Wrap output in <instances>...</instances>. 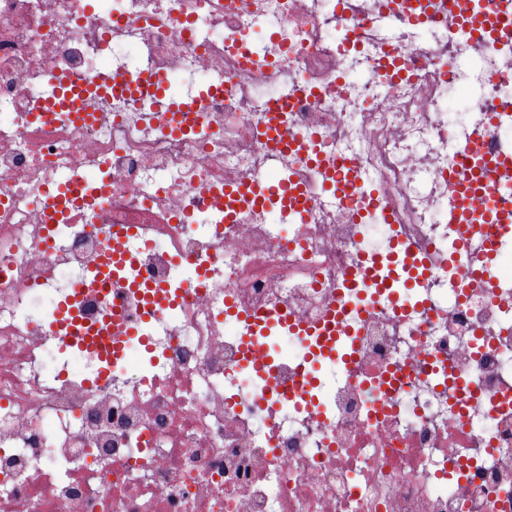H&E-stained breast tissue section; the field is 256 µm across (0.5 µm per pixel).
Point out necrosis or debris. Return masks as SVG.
Wrapping results in <instances>:
<instances>
[{
	"mask_svg": "<svg viewBox=\"0 0 512 512\" xmlns=\"http://www.w3.org/2000/svg\"><path fill=\"white\" fill-rule=\"evenodd\" d=\"M0 0V512H512V276L494 261L472 277L471 224L512 250V41H492L512 0ZM142 47L144 67L123 51ZM201 75L187 127L146 128L145 98H111L92 122L50 112L55 79L85 89L104 63ZM300 153L283 169L311 195L306 222L247 213L226 224L204 192L268 169L258 135L272 88ZM472 89L465 111L448 98ZM48 112L39 122L32 112ZM352 161L351 194L324 191L311 157ZM488 171L501 192L461 210L453 173ZM95 169L92 199L48 227L44 192ZM128 260L103 270L112 230ZM412 260L397 262L393 241ZM426 275V291L373 288ZM206 270L195 288L186 272ZM163 287L174 305L145 317L130 290ZM83 326L140 323L143 366L68 343L57 308L75 283ZM344 311L316 396L300 392L309 346L271 369L241 364L239 316L295 325ZM82 360L69 371L67 355Z\"/></svg>",
	"mask_w": 512,
	"mask_h": 512,
	"instance_id": "necrosis-or-debris-1",
	"label": "necrosis or debris"
}]
</instances>
